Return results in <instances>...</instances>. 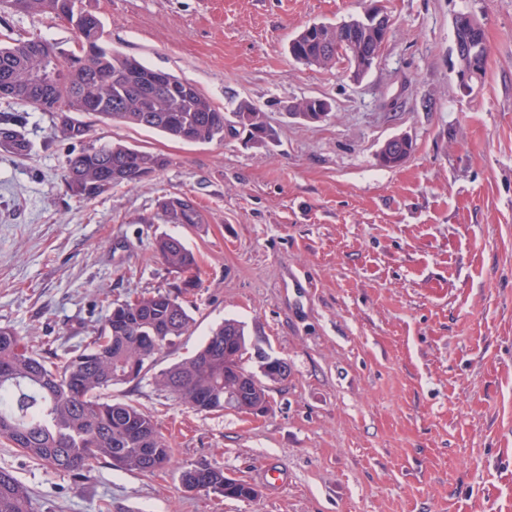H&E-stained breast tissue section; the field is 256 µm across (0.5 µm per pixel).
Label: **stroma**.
<instances>
[{
  "label": "stroma",
  "mask_w": 512,
  "mask_h": 512,
  "mask_svg": "<svg viewBox=\"0 0 512 512\" xmlns=\"http://www.w3.org/2000/svg\"><path fill=\"white\" fill-rule=\"evenodd\" d=\"M389 37L352 80L346 61L306 67L290 39L314 22L360 16L370 0H91L112 49L191 82L217 105L246 100L277 137L187 143L84 115L85 144L165 155L134 186L95 197L63 181L69 142L51 113L0 98L28 155L0 150V326L60 350L94 335L109 303L175 276L152 252L179 238L201 286L194 323L157 357L190 356L227 319L250 350L286 360L269 409L197 413L150 379L112 397L153 412L173 450L154 474L95 463L87 478L0 443V468L37 512H512V0H380ZM483 24L485 75L456 86L454 19ZM71 50L50 16L0 12V41ZM319 97L323 121L288 117ZM395 136L397 168L376 154ZM191 198L202 223L162 208ZM252 485L251 499L184 491L198 463ZM281 473L278 485L262 477Z\"/></svg>",
  "instance_id": "stroma-1"
}]
</instances>
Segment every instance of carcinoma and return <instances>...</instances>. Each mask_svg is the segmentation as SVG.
<instances>
[{
    "label": "carcinoma",
    "instance_id": "carcinoma-1",
    "mask_svg": "<svg viewBox=\"0 0 512 512\" xmlns=\"http://www.w3.org/2000/svg\"><path fill=\"white\" fill-rule=\"evenodd\" d=\"M28 14L51 15L70 26L78 36L82 54L87 44L96 48L94 70L72 72L66 84L45 92L33 75L46 67L45 58L55 46L39 40L0 45V85L20 91L15 100L44 112L65 107L71 113L89 111L85 94L101 99L94 116L112 123L157 130L191 143L222 142L243 133L262 147L275 137L266 115L247 101L226 112L191 83L167 74L178 86V98L152 94L155 70L137 59L90 42L83 32L84 15L98 18L85 0H29ZM350 29L323 25L312 35L301 34L295 60L309 66L328 67L335 61L320 58L325 44L335 45L339 59L349 58L343 40ZM59 136L80 146L67 160L65 181L76 196H96L90 186L101 170L112 175V186H132L155 176L168 164L161 154L120 143L101 148L82 147L89 133L84 124L73 132L57 128ZM0 149L19 156L30 143L21 127L0 120ZM163 208L175 224H200L202 215L193 200L172 197ZM153 252L166 268L192 284L177 291L144 290L120 303L109 304L104 325L83 343L59 354L38 352L21 343L8 327H0V439L28 458L77 478L86 476L100 461L113 467L155 473L171 465L172 448L160 434L153 413L133 401L109 399L104 392L151 376L156 390L172 401L198 412L224 410V392L241 380L250 386L254 404L268 402L267 387L247 368L250 360L244 325L234 319L211 332L192 356L155 370L157 355L176 344L192 324L191 297L199 286V266L194 253L172 236L154 240ZM195 481L206 493L224 496V471L200 463L185 469L180 481ZM0 512H36L30 490L15 476L0 469Z\"/></svg>",
    "mask_w": 512,
    "mask_h": 512
}]
</instances>
